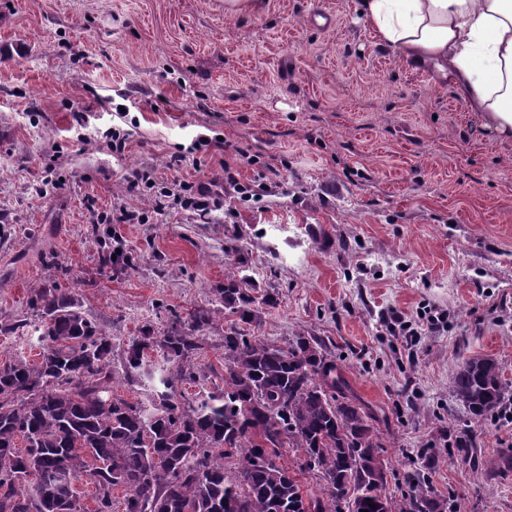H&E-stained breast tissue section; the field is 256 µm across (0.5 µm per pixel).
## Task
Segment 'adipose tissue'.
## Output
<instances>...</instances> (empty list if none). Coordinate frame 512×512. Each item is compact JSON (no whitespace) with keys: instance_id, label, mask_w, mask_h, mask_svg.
I'll use <instances>...</instances> for the list:
<instances>
[{"instance_id":"obj_1","label":"adipose tissue","mask_w":512,"mask_h":512,"mask_svg":"<svg viewBox=\"0 0 512 512\" xmlns=\"http://www.w3.org/2000/svg\"><path fill=\"white\" fill-rule=\"evenodd\" d=\"M376 44L432 64L470 109L512 132V0H359Z\"/></svg>"}]
</instances>
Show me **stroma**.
Listing matches in <instances>:
<instances>
[{"label": "stroma", "mask_w": 512, "mask_h": 512, "mask_svg": "<svg viewBox=\"0 0 512 512\" xmlns=\"http://www.w3.org/2000/svg\"><path fill=\"white\" fill-rule=\"evenodd\" d=\"M201 136L224 149L194 150ZM228 165L250 193L225 186L206 213L127 179L223 184ZM123 210L136 223H115ZM110 238L129 265L102 268ZM232 272L276 300L251 334L322 340L388 417L393 474L423 449L456 512H512V421L471 423L450 392L470 356L512 382V135L377 46L357 0L238 16L224 0H0V324L25 322L0 333V360L39 361L41 286L117 351L169 311L213 309L200 361L222 371ZM432 308L439 329L390 331Z\"/></svg>", "instance_id": "35a3bbf8"}]
</instances>
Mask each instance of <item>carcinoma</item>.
<instances>
[{"instance_id":"1","label":"carcinoma","mask_w":512,"mask_h":512,"mask_svg":"<svg viewBox=\"0 0 512 512\" xmlns=\"http://www.w3.org/2000/svg\"><path fill=\"white\" fill-rule=\"evenodd\" d=\"M222 385L187 397L179 386H205L194 362L209 313L192 312L163 330L143 326L120 362L127 381L145 378L148 402L109 393L112 342L68 293H34L41 360L0 363V512H86L77 485L94 488V512H448V497L425 488L430 456L420 453L387 491V465L369 466L383 447L372 412L346 392L334 356L312 336L281 345L245 333L266 306L247 278L225 276ZM162 364L146 363L148 352ZM453 395L469 421L498 415L512 384L492 358H466ZM24 448H19V444ZM287 454L296 464L282 463ZM168 464L158 467L155 459ZM43 474L41 496L26 481ZM310 474L308 488L301 476ZM122 488L125 495L114 497Z\"/></svg>"}]
</instances>
